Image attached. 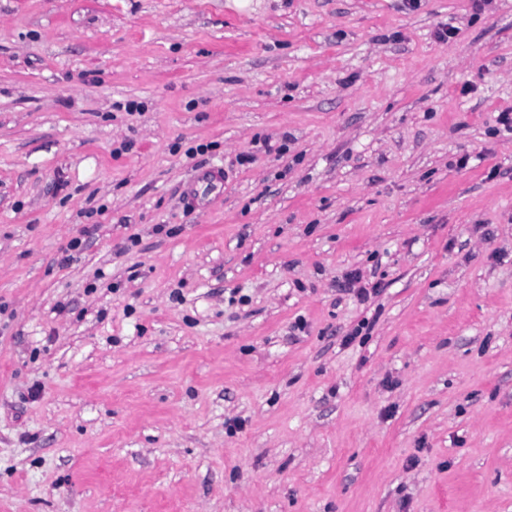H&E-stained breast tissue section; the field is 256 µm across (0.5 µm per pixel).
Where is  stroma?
<instances>
[{
	"instance_id": "1",
	"label": "stroma",
	"mask_w": 512,
	"mask_h": 512,
	"mask_svg": "<svg viewBox=\"0 0 512 512\" xmlns=\"http://www.w3.org/2000/svg\"><path fill=\"white\" fill-rule=\"evenodd\" d=\"M504 112L512 0H0V512H512Z\"/></svg>"
}]
</instances>
